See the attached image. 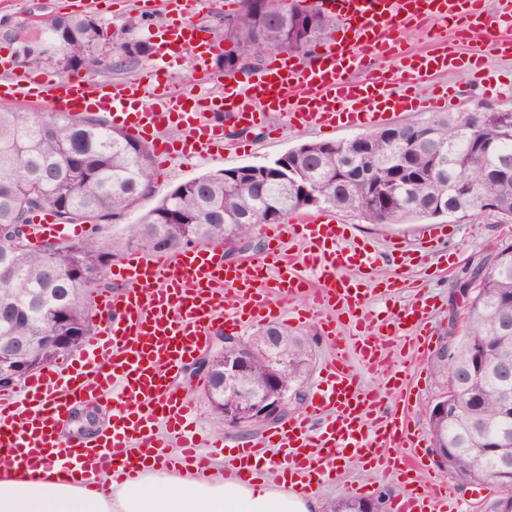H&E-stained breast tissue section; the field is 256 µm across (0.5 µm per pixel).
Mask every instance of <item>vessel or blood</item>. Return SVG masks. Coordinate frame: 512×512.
I'll return each instance as SVG.
<instances>
[{
    "label": "vessel or blood",
    "instance_id": "vessel-or-blood-1",
    "mask_svg": "<svg viewBox=\"0 0 512 512\" xmlns=\"http://www.w3.org/2000/svg\"><path fill=\"white\" fill-rule=\"evenodd\" d=\"M346 32L302 63L277 56L246 79L219 83L211 96L168 85L158 71L116 82L83 76L48 78L17 74L0 62V100L48 106L74 115L102 114L106 124L153 147L159 166L175 157L215 159L224 149L228 124L260 127L274 134L275 120L288 127L331 133L370 128L396 113L434 112L449 106V90L421 96L418 89L451 69L478 73L486 55L512 59V0H329ZM168 21L157 27L156 55L192 51L203 76L213 75L218 49L200 47L195 26L179 0H154ZM451 25V35L441 33ZM426 33L430 49L404 47L400 30ZM484 35L475 43L474 32ZM394 74H387L386 65ZM177 137H170V130ZM348 227L322 215L295 214L277 225L264 256L232 266L224 248L208 244L165 254L135 253L112 268L114 288L96 304L104 328L88 337L66 365L33 375L22 394H0V454L30 470L58 461L63 472H81L87 483L103 474L135 476L145 462L181 471L205 472L207 441L191 429L194 403L173 385L197 354L209 346L213 327L233 335L250 324L281 318L282 304L302 296L321 312L320 332L336 348L325 366L313 412L299 414L256 442L235 448L224 475H251L266 449L292 478V489L308 493L340 477L343 462L378 466L403 476L422 467L419 430L388 412L385 393L407 384L395 367L390 337L416 334L425 353L430 330L423 307L393 306L399 278L374 280L377 250L349 245ZM79 224L57 223L48 211L32 219L31 244L80 237ZM300 240L303 253L281 245ZM355 354L364 370L387 376L386 391L367 390L348 362ZM116 392L123 404L108 424L80 432L70 414L101 404ZM392 448L407 457H392ZM443 482L410 488L397 496L392 512H458Z\"/></svg>",
    "mask_w": 512,
    "mask_h": 512
}]
</instances>
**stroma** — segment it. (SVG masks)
I'll use <instances>...</instances> for the list:
<instances>
[{
	"mask_svg": "<svg viewBox=\"0 0 512 512\" xmlns=\"http://www.w3.org/2000/svg\"><path fill=\"white\" fill-rule=\"evenodd\" d=\"M85 10V0H0V56L18 58L22 45L34 44L37 37L34 23L40 17L71 16ZM95 14L109 24L119 40L129 35L136 39L151 40L156 25L162 21L157 14L142 15L134 0H101ZM137 15L143 16L142 25L133 33H126L125 24L128 18ZM158 63L162 64L167 78L177 86L192 88L202 95L211 92V85L201 83V75L195 67L192 53L189 52L164 60L151 53L127 67L99 69L96 76L101 80L125 79L147 73ZM483 74L484 80L478 86L471 84L469 75L462 72H450L440 76V83L455 87L458 92L452 106L453 111L468 112L479 104L498 106L512 102V60L487 56ZM226 133L227 141L222 159L198 161L178 157L172 160L167 170L155 171L152 194L140 201L136 213L127 216V223H136L139 214L153 208L164 195L189 179L204 173H220L232 167L262 165L302 142L320 141L324 138L323 133L317 131H296L288 128L273 138L267 137L257 127L231 126ZM337 218L348 224V238L368 243L383 254L384 259L375 271L376 277H400L403 286L394 296V303L403 306L421 298L429 300L432 306L430 346L434 349L449 340L458 329L453 318L462 315L463 310L456 302L454 285L463 270L468 264L494 252L501 242L512 240V224L499 223L496 216L489 212L459 214L446 219L447 237L430 250L421 247L420 225L401 224L384 228L342 212L338 213ZM396 242L404 243L412 252L408 265L400 269L386 258ZM397 342L403 347L402 361L411 373V395L409 401L395 399L390 406L405 412L416 428L421 429L425 426V412L438 393V384L430 369L429 355L413 352L410 337H398ZM175 385L181 393L196 402L197 428L213 438L223 440L225 447L233 448L263 435L264 430L260 427L240 433L228 432L214 425L202 387L197 380L190 378L188 372H181ZM357 484L368 487L367 498L378 505L379 512H391L392 500L404 489L403 484L390 475L349 461L344 464L341 477L334 483L321 486L315 495L321 502L326 503L343 497L347 489Z\"/></svg>",
	"mask_w": 512,
	"mask_h": 512,
	"instance_id": "obj_1",
	"label": "stroma"
}]
</instances>
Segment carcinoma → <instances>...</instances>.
Masks as SVG:
<instances>
[{
	"mask_svg": "<svg viewBox=\"0 0 512 512\" xmlns=\"http://www.w3.org/2000/svg\"><path fill=\"white\" fill-rule=\"evenodd\" d=\"M281 0H248L224 16L223 69L234 58L250 60L280 48L299 50L336 26V16L311 14ZM110 27L92 14L47 16L41 33L57 45L62 70L97 68L115 55L144 56L146 44L117 42ZM26 62L38 66L53 54L25 45ZM402 134L387 130L351 139L319 141L308 150L300 143L295 179L265 177L228 181L204 174L176 186L135 224L119 229L149 195L153 157L144 143L89 116L67 112H23L0 105V336H16L29 346L28 364L42 366L59 357L45 347V336H91L93 294L112 289L105 282L112 260L125 250L145 254L241 240L258 224H283L308 207L295 182L319 190L324 207L352 214L368 224L390 227L461 213H479L492 202L502 223L512 221V107L492 112H461L402 124ZM403 155L416 172L396 178L393 159ZM49 210L60 224H87L84 235L34 248L19 229L34 213ZM112 228V236L103 232ZM468 319L452 336L450 354L432 358L440 390L455 412L426 420L433 447L451 453L448 466L478 484L487 476L512 481V242L504 241L489 261L468 267ZM278 336V351L288 358L283 385L299 393L311 374L314 337L270 325L249 342L254 352L237 380L246 393L263 394L275 367L266 336ZM215 421L224 423V406L235 401L224 390L223 373L210 374ZM356 497L326 503L324 512H369Z\"/></svg>",
	"mask_w": 512,
	"mask_h": 512,
	"instance_id": "1",
	"label": "carcinoma"
}]
</instances>
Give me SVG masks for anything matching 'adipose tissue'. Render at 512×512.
Listing matches in <instances>:
<instances>
[{
  "label": "adipose tissue",
  "instance_id": "1",
  "mask_svg": "<svg viewBox=\"0 0 512 512\" xmlns=\"http://www.w3.org/2000/svg\"><path fill=\"white\" fill-rule=\"evenodd\" d=\"M0 512H322L311 495L254 478L227 480L147 465L132 481L107 480L103 490L86 488L80 476L57 464L38 472L0 458Z\"/></svg>",
  "mask_w": 512,
  "mask_h": 512
}]
</instances>
